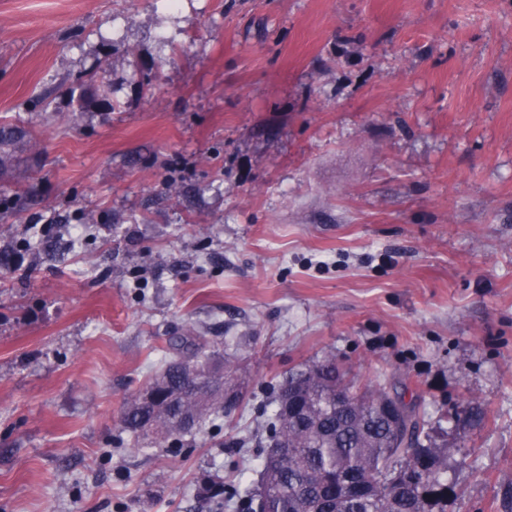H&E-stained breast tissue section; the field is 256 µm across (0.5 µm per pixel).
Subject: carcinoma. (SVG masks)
<instances>
[{
  "label": "carcinoma",
  "instance_id": "cac0c4a2",
  "mask_svg": "<svg viewBox=\"0 0 512 512\" xmlns=\"http://www.w3.org/2000/svg\"><path fill=\"white\" fill-rule=\"evenodd\" d=\"M241 369L240 361L189 343L147 384L180 400L156 411L142 404L141 393L132 395L122 431L162 444L231 417L246 405ZM348 374L325 357L279 382L265 447L280 442L283 458L263 460L258 488L224 482L220 494L241 512L267 507L264 498L284 503L283 512H447L448 448L430 436L417 398L381 384L357 387Z\"/></svg>",
  "mask_w": 512,
  "mask_h": 512
}]
</instances>
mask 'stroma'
Segmentation results:
<instances>
[{"label":"stroma","mask_w":512,"mask_h":512,"mask_svg":"<svg viewBox=\"0 0 512 512\" xmlns=\"http://www.w3.org/2000/svg\"><path fill=\"white\" fill-rule=\"evenodd\" d=\"M0 512H238L273 385L408 384L512 512V0H0ZM251 401L135 449L170 342Z\"/></svg>","instance_id":"1"}]
</instances>
